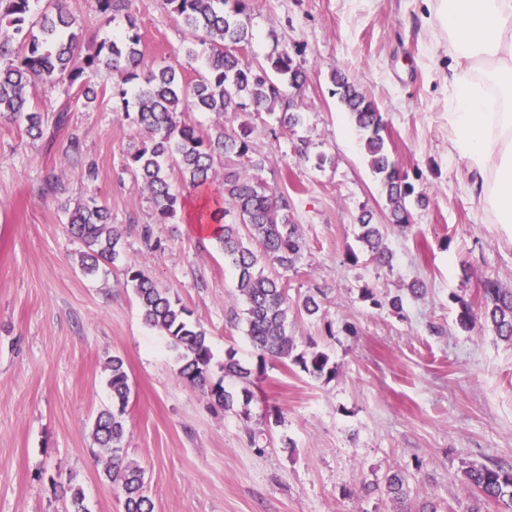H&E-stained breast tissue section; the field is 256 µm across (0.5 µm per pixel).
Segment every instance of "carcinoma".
<instances>
[{
  "label": "carcinoma",
  "instance_id": "cac0c4a2",
  "mask_svg": "<svg viewBox=\"0 0 512 512\" xmlns=\"http://www.w3.org/2000/svg\"><path fill=\"white\" fill-rule=\"evenodd\" d=\"M170 13L190 34L186 56L197 57L196 47L207 46L204 72L195 83L183 82L176 66L148 67L139 49L140 35L132 15L119 36L106 38L94 50L81 55L79 32L73 19L59 5L34 11L32 0H0V116L25 125V132L43 135V115L29 104L30 89L38 81L85 86L102 68L124 75L135 83V121L148 140L128 153L129 167L141 178L157 210L159 223L177 217L184 207L183 195L170 183V172L181 176L182 185L198 192L202 203L196 224L210 230L209 238L224 254L237 278V291L244 302L245 335L258 352V373L267 362L297 365L315 380L331 381L337 366L329 354L309 343V350L296 352L295 339L288 335V314L294 309L314 316L321 300L309 294L297 303L288 297L280 276L265 273L263 264L287 272L302 260L305 242L294 224L288 194L262 177L267 156L251 140V129L242 122L236 127L223 124L201 132L187 122L184 112H212L238 117L246 112L278 113L283 127L301 122L291 90H298L305 73L288 47L277 46L263 62H250L233 52L249 44L253 34L246 17L248 0H164ZM104 22L129 9V0H98ZM82 62H77V59ZM333 94L338 96L363 135L369 165L389 206L391 223L404 230L411 225L413 204L423 205L425 197L415 194L409 175L390 159L383 132L386 123L375 104L341 71L331 74ZM69 229L87 251L82 255L83 271L95 273L100 263L116 261L121 255V232L111 224L108 209L91 196L77 205L69 217ZM358 240L371 260L387 266L390 253L383 242L380 225L372 216L359 217ZM258 249H253L252 244ZM144 322L164 336L178 353L182 365L179 378L199 388L209 404L226 412L240 408L250 418V404L257 400L253 371L228 351L219 364L221 376L213 378V353L206 332L190 320V311L170 291L161 288L136 263L125 268ZM481 315L464 305L459 325L470 329L481 319L496 334L512 341V290L494 278L481 281ZM112 409L101 412L93 423V435L107 454L104 474L118 484L125 512H154L145 494L144 471L124 455V416L131 396L129 376L118 356L107 362ZM467 486L485 500L512 508V464L472 465L464 471ZM385 493L404 510L409 497L406 477L394 472L385 479Z\"/></svg>",
  "mask_w": 512,
  "mask_h": 512
}]
</instances>
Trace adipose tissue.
Wrapping results in <instances>:
<instances>
[{
	"label": "adipose tissue",
	"mask_w": 512,
	"mask_h": 512,
	"mask_svg": "<svg viewBox=\"0 0 512 512\" xmlns=\"http://www.w3.org/2000/svg\"><path fill=\"white\" fill-rule=\"evenodd\" d=\"M447 43L450 152L494 223L512 228V0H435Z\"/></svg>",
	"instance_id": "1"
}]
</instances>
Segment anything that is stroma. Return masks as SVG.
<instances>
[{"label":"stroma","mask_w":512,"mask_h":512,"mask_svg":"<svg viewBox=\"0 0 512 512\" xmlns=\"http://www.w3.org/2000/svg\"><path fill=\"white\" fill-rule=\"evenodd\" d=\"M61 4L84 47L124 30L131 15L146 65H177L189 81L201 70L163 0H133L130 14L107 24L97 0ZM433 4L250 2L245 59H264L280 43L306 74L296 93L301 125L280 126L265 112L249 118L267 156L263 177L287 191L306 244L286 275L289 295H326L318 315L290 316L288 332L299 350L316 342L337 371L323 382L293 364L267 366L247 421L211 409L179 379L175 353L144 323L126 285L131 260L191 310L216 361L231 350L256 368L234 271L196 227L197 193L185 191L178 221L159 223L127 165L145 134L122 113L121 76L99 70L90 100L36 83L31 103L44 115L43 138L0 119V512H64L72 485L88 512H123L91 435L92 420L112 403L105 361L115 354L132 386L125 452L145 471L154 512H396L383 493L363 491L395 471L408 479L412 506L504 512L477 504L463 471L512 462V343L481 321L461 328L457 313L459 300L477 301L484 278L512 289V229L468 196L449 152V57L429 29ZM335 69L377 105L389 153L429 200L413 208L408 231L388 221L361 135L332 94ZM63 107L68 122L58 130ZM93 194L122 234V254L88 276L68 212ZM366 212L384 227L390 265L362 253ZM415 281L426 288L417 298L407 293ZM397 294L399 310L387 303ZM271 406L279 417L268 416Z\"/></svg>","instance_id":"obj_1"}]
</instances>
